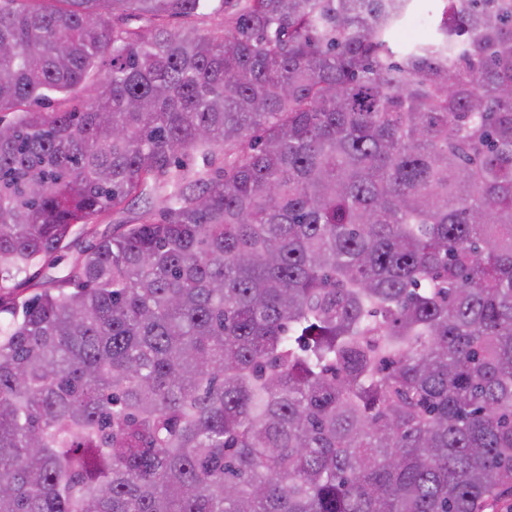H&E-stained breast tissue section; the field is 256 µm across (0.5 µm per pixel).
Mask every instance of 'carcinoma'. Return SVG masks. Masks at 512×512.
Returning <instances> with one entry per match:
<instances>
[{
  "label": "carcinoma",
  "instance_id": "obj_1",
  "mask_svg": "<svg viewBox=\"0 0 512 512\" xmlns=\"http://www.w3.org/2000/svg\"><path fill=\"white\" fill-rule=\"evenodd\" d=\"M220 2L0 0V512H487L512 0ZM410 19L399 30L396 37L400 42L416 41L431 32V21L438 15L441 4L439 0H413ZM424 19L425 24L414 26L416 19ZM144 203L136 201L135 203L130 202L127 209L123 212H109L101 215L93 224H89L87 227L91 228L94 233L84 232L81 233L79 230L80 226L76 229V233L72 236L71 244L69 248L64 250L58 260V266L54 270H44L39 266L30 269L29 275H37L42 278L46 273H52L53 271H62L67 266L72 264L75 260L83 256L84 250L87 249L92 243L96 241L101 235H111L113 229L118 224H134L135 219L139 216L143 210Z\"/></svg>",
  "mask_w": 512,
  "mask_h": 512
}]
</instances>
